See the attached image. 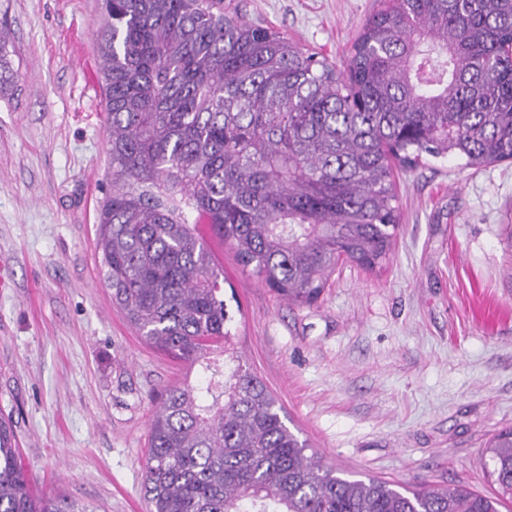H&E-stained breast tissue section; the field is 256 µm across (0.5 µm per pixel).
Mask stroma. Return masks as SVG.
Listing matches in <instances>:
<instances>
[{
	"instance_id": "1",
	"label": "stroma",
	"mask_w": 512,
	"mask_h": 512,
	"mask_svg": "<svg viewBox=\"0 0 512 512\" xmlns=\"http://www.w3.org/2000/svg\"><path fill=\"white\" fill-rule=\"evenodd\" d=\"M245 18L344 68L381 0H233ZM0 421L38 493L147 512L149 421L187 366L113 308L96 249L109 189L100 0H0ZM400 226L381 267L336 268L288 302L212 249L232 341L324 465L408 489L491 495L485 445L512 429V162L394 168Z\"/></svg>"
}]
</instances>
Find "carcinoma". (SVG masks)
I'll return each instance as SVG.
<instances>
[{"mask_svg":"<svg viewBox=\"0 0 512 512\" xmlns=\"http://www.w3.org/2000/svg\"><path fill=\"white\" fill-rule=\"evenodd\" d=\"M110 189L97 249L112 306L201 380L149 424L150 512H499L512 430L486 453L497 494L399 490L305 454L249 368L209 358L231 336L224 273L199 225L295 304L339 262L374 269L399 229L392 166L512 161V0H385L344 70L224 0H101ZM15 75L0 27V90ZM0 512H94L37 496L0 445Z\"/></svg>","mask_w":512,"mask_h":512,"instance_id":"cac0c4a2","label":"carcinoma"}]
</instances>
